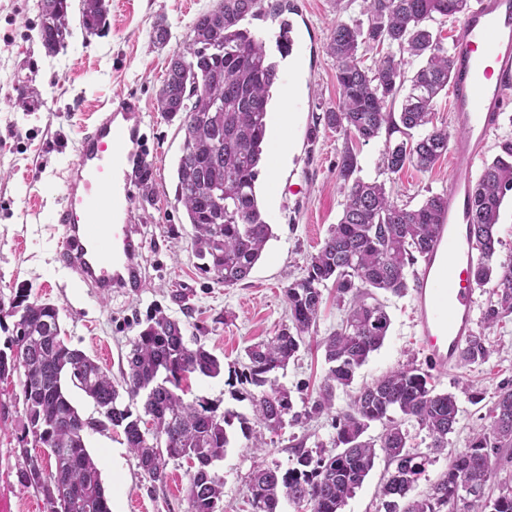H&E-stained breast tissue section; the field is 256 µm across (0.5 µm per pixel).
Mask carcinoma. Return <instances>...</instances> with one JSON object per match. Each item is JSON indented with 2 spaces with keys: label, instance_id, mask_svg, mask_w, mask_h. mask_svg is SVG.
I'll return each instance as SVG.
<instances>
[{
  "label": "carcinoma",
  "instance_id": "cac0c4a2",
  "mask_svg": "<svg viewBox=\"0 0 512 512\" xmlns=\"http://www.w3.org/2000/svg\"><path fill=\"white\" fill-rule=\"evenodd\" d=\"M79 2L84 31H103L106 0ZM259 7V0H218L200 12L184 49L170 58L156 94L158 110L180 117L184 131L175 197L193 229L192 254L199 270L227 288L249 276L273 237L257 182L278 71L267 62L263 42L241 26ZM362 7L367 29L340 22L330 36L340 100L325 113L326 125L344 135L352 131L365 142L386 132L382 165L392 173L410 166L430 170L448 154V129L435 125L433 115L453 72L450 50L427 22L464 14L468 0H363ZM38 8L40 42L54 54L71 34V0H38ZM363 45H384L387 52L367 68L359 56ZM414 58L423 64L410 74L405 66ZM395 133L400 137L393 142ZM337 168L345 195L342 215L310 255L305 274L284 289L289 323L275 336L248 345V363L235 372L241 385L237 393L251 402V419L233 410L221 412L205 399L185 400L182 382L187 375L215 378L224 362L197 340L188 345L180 323L166 314L147 317L130 342L122 382L116 383L97 361L67 345L54 305L17 296L11 307L16 317L12 336L6 349H0V376L22 370L27 422L22 443L45 448L47 454L21 448L18 482L43 494L46 512H111L82 432L86 418L72 404L68 383L95 402L107 424L122 429L148 481H165L169 459L194 464L188 512H223L224 481L212 467L235 443L234 423L248 440L246 447L258 450L265 445L263 431L274 433L288 420L297 423L332 412L336 392L350 387L357 369L387 336L391 320L378 292L399 298L408 293L409 269L429 253L448 210L441 194L430 195L416 208L395 204L384 184L355 176L358 155L348 145ZM509 191L512 138L484 165L473 190V234L483 255L473 278L479 288L492 285L495 297L484 314L487 328L512 314V260L493 262L501 244L499 210ZM328 286L335 288L336 306L345 316L320 341L328 368L319 395L297 412L278 373L316 332ZM489 357L485 335L478 332L460 351L458 366L479 365ZM122 391L131 401L144 396L148 426L141 427L142 417L121 404ZM458 414L456 395L436 391L431 374L412 363L392 369L361 388L349 410L335 416L336 452L298 447L292 466L253 471L248 483L252 512H280L284 498L309 512H341L380 451L395 465L380 487L383 512H512L511 485L502 484L497 496L490 495L500 450L512 448L511 384L498 388L488 425L454 454L429 491L411 495L427 458L414 447L408 426L426 432L428 448L437 454L448 447ZM376 423L380 434L366 436ZM47 467L55 474L50 482L41 478Z\"/></svg>",
  "mask_w": 512,
  "mask_h": 512
}]
</instances>
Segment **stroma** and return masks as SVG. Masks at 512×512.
<instances>
[{
    "label": "stroma",
    "mask_w": 512,
    "mask_h": 512,
    "mask_svg": "<svg viewBox=\"0 0 512 512\" xmlns=\"http://www.w3.org/2000/svg\"><path fill=\"white\" fill-rule=\"evenodd\" d=\"M215 0H108V27L99 35L71 19L64 48L48 54L38 39V0H0V348L13 329L11 304L17 292L58 309L71 347L94 358L119 377L129 342L155 310L180 321L186 340L197 339L224 361V375H189L188 398L203 397L220 408L250 413L249 401L233 397L234 373L243 369L246 346L274 336L288 321L285 287L300 278L331 224L337 223L344 196L336 166L345 147L341 133L328 129L323 116L336 109L340 91L336 61L328 51L336 22L362 21L360 0H290L274 12L275 0H261L265 20L246 17L243 27L275 44L284 24H292L304 75L284 72L273 90L280 108L286 88H293L296 108L291 123L289 158L277 177L261 171L259 199L273 236L247 279L227 288L199 271L192 255L191 226L174 196V169L183 142L178 121L156 108V93L168 60L182 49L195 17ZM166 25L171 37L154 45L151 33ZM36 93L29 108L17 107L19 87ZM133 94L141 101L142 130L148 136L154 192L144 196L140 183L130 186L129 208L140 242L141 285L98 297L94 289L74 287L71 274L56 260L62 232L51 216L62 200L75 158L80 127L111 101ZM384 137L354 143L363 179L383 183L401 206H419L443 193L452 174L448 158L427 172L409 167L393 173L379 165ZM391 324L383 346L357 370L351 390L371 384L385 372L414 363L428 369L416 326L413 296L386 297ZM491 356L485 364L433 372L437 390L456 394L459 421L442 454L430 455L415 491L423 493L446 470L456 449L479 429L501 384L512 383V314L486 336ZM327 370L323 352L300 349L282 379L294 403L315 397ZM471 383L463 393L458 380ZM21 376L0 377V500L11 512H45L40 494L19 484L20 440L25 434ZM333 419L323 414L304 424L288 425L259 453L237 439L214 470L224 480V512H251L247 483L259 466L288 467L292 449L331 448ZM121 429L87 432L86 446L97 463L111 512H187L189 465L169 461L164 483L145 479L138 461L124 449ZM120 456H113V449Z\"/></svg>",
    "instance_id": "obj_1"
}]
</instances>
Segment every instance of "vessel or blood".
<instances>
[{"label": "vessel or blood", "mask_w": 512, "mask_h": 512, "mask_svg": "<svg viewBox=\"0 0 512 512\" xmlns=\"http://www.w3.org/2000/svg\"><path fill=\"white\" fill-rule=\"evenodd\" d=\"M456 82L453 110L459 134L449 136L453 175L445 195L448 214L417 277L414 289L419 341L438 370L453 367L473 334L474 283L468 277L480 259L469 233L470 172L482 156L489 132L512 103V0H475L454 40ZM120 119L104 112L82 129L78 160L53 221L65 244L58 252L76 286L101 294L134 287L139 243L123 207L128 201V164L146 163L136 97L124 100Z\"/></svg>", "instance_id": "b4317fda"}]
</instances>
